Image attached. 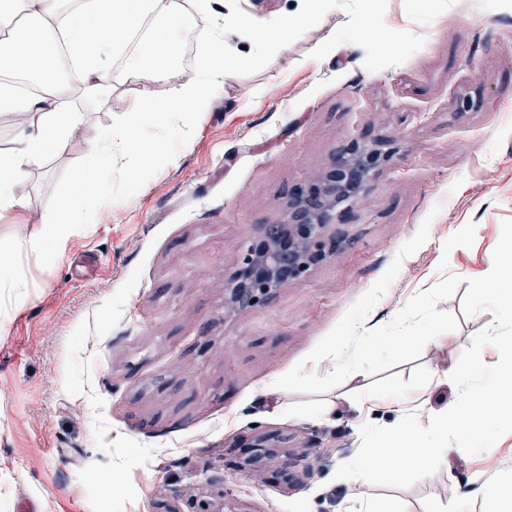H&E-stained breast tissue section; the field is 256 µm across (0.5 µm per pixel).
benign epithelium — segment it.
<instances>
[{
    "label": "benign epithelium",
    "mask_w": 512,
    "mask_h": 512,
    "mask_svg": "<svg viewBox=\"0 0 512 512\" xmlns=\"http://www.w3.org/2000/svg\"><path fill=\"white\" fill-rule=\"evenodd\" d=\"M380 140L355 137L340 147L323 174L289 191L282 219L263 225L247 241L232 277L229 305L255 307L274 298L325 257L329 225L346 217L392 150Z\"/></svg>",
    "instance_id": "7a95c632"
}]
</instances>
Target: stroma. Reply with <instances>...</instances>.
<instances>
[{"mask_svg": "<svg viewBox=\"0 0 512 512\" xmlns=\"http://www.w3.org/2000/svg\"><path fill=\"white\" fill-rule=\"evenodd\" d=\"M294 0H214L186 12L176 80L195 67L207 27L223 9L290 13ZM224 89L174 159L143 161L133 184L88 224H68L46 256L16 259L23 288H0V512H440L467 494L487 512L486 486L512 471V433L475 456L454 453V473L410 488L335 477L361 445L363 422L391 426L455 402L438 369L458 360L493 322L462 313L467 279L482 277L512 219V0H336L273 55L229 35ZM107 63L108 100L86 104L74 140L92 142L135 101L168 87L125 76L126 53ZM468 111H458L460 99ZM399 152L343 223L329 226L326 256L263 305H225L243 246L276 222L291 190L319 174L361 135ZM75 155L48 157L18 191L19 223L0 221V251L40 234ZM428 241L407 257L364 322L389 323L444 273L463 282L438 310L458 317L447 347L326 394L274 389L387 270L433 206ZM475 223L472 247L444 241ZM447 272H440V260ZM390 387L402 404L358 418L350 400ZM336 413L320 420L322 400ZM281 435L277 451L258 447ZM332 455L309 458L316 443Z\"/></svg>", "mask_w": 512, "mask_h": 512, "instance_id": "obj_1", "label": "stroma"}]
</instances>
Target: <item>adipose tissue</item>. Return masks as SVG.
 <instances>
[{"mask_svg":"<svg viewBox=\"0 0 512 512\" xmlns=\"http://www.w3.org/2000/svg\"><path fill=\"white\" fill-rule=\"evenodd\" d=\"M331 0H299L294 14L264 18L237 8L224 15V24L211 28L199 47L193 74L168 94L153 101H135L112 129L94 143L78 147L70 136L80 113L71 108L74 86L55 66L59 46H66L85 92L110 91L111 70L104 55L122 49L142 31L158 7L182 15L183 0H78L65 13L61 0H0V112L27 115L18 125L14 147L0 154V221H17L28 202L18 192L33 168L47 157L79 152L80 164L70 187L54 205L53 223L86 224L89 202L111 201L112 189L103 184L104 160L121 156L127 163L126 182H136L145 155H168V140L178 127L192 128L210 100L224 87V37L233 34L272 50L287 44L315 12ZM178 43L164 27H154L139 53L131 55L127 73L146 82L168 83Z\"/></svg>","mask_w":512,"mask_h":512,"instance_id":"1","label":"adipose tissue"}]
</instances>
